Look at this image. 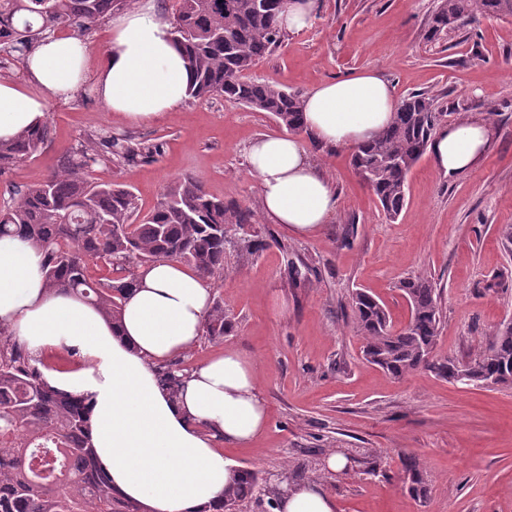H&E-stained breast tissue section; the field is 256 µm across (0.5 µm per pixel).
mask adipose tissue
<instances>
[{"label": "adipose tissue", "instance_id": "adipose-tissue-1", "mask_svg": "<svg viewBox=\"0 0 512 512\" xmlns=\"http://www.w3.org/2000/svg\"><path fill=\"white\" fill-rule=\"evenodd\" d=\"M99 54L69 34L43 39L22 62V77L0 79V140L46 117L47 101L92 83L113 114L147 122L180 107L193 73L154 0L117 14ZM398 107L389 81L375 71L323 82L304 97L306 137L330 149H353L386 127ZM496 127L467 118L437 129L427 153L435 171L455 179L491 150ZM304 137L263 135L246 147L262 210L297 236L330 223L332 182L312 164ZM45 255L14 236L0 237V328L38 359H55L48 381L85 397L91 439L113 487L142 512L218 508L236 466L224 445L255 444L268 425L257 365L236 351L218 353L187 372L173 397L160 366L199 342L211 306L206 280L181 263L161 260L139 270L119 323L80 298L51 292ZM277 512H335L318 484L281 488Z\"/></svg>", "mask_w": 512, "mask_h": 512}]
</instances>
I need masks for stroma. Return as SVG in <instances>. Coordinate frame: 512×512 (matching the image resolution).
Instances as JSON below:
<instances>
[{"label": "stroma", "mask_w": 512, "mask_h": 512, "mask_svg": "<svg viewBox=\"0 0 512 512\" xmlns=\"http://www.w3.org/2000/svg\"><path fill=\"white\" fill-rule=\"evenodd\" d=\"M435 4L315 0L313 25L285 35L251 73L305 93L329 78L377 70L397 99L433 98L445 125L496 108L498 138L483 163L451 181L421 158L397 220L377 207L350 151L308 139L312 161L336 186V214L307 237L288 234L265 217L245 156L250 141L278 131L266 113L220 97L189 98L156 120L131 123L110 114L88 83L71 98H49L48 147L0 178L4 206L13 187L41 182L67 149L110 137L157 142L153 160L100 168L96 177L129 185L144 213L185 174L250 209L251 231L266 247H229L224 274L212 281L234 330L219 343L201 338L181 366L191 369L218 349L255 359L268 426L254 446H228L225 455L273 474L305 465L307 481L330 493L336 512H512V387L462 385L424 369L394 379L365 360L349 307L362 288L403 324L399 281L431 276L442 290L439 360H469L512 319V256L501 244L502 228L512 225V17L483 18L429 42ZM292 261L306 262L315 277L292 284ZM498 276L503 288L488 289ZM332 452L347 457L346 470L327 469ZM410 457L424 473L420 497L400 482Z\"/></svg>", "instance_id": "obj_1"}]
</instances>
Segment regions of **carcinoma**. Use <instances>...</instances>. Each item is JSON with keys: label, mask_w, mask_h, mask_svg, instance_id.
<instances>
[{"label": "carcinoma", "mask_w": 512, "mask_h": 512, "mask_svg": "<svg viewBox=\"0 0 512 512\" xmlns=\"http://www.w3.org/2000/svg\"><path fill=\"white\" fill-rule=\"evenodd\" d=\"M288 0H179L170 19L175 42L183 49L194 81L188 96H220L225 101L268 113L282 129L305 134L303 96L275 81L248 78L282 42L278 15ZM121 0H0V52L18 62L47 32L88 33L104 23ZM512 16V0H437L425 32L429 42L448 30L481 17ZM441 113L432 99L413 93L399 105L391 123L371 141L353 149L351 161L389 220L406 202L407 178L431 139ZM43 122L9 142L0 141V177L19 163L40 156L50 141ZM159 143L106 140L98 150L66 151L42 183L18 188L0 207V237L17 235L45 249L49 290L81 297L112 323L133 287L137 271L160 260L184 263L206 279L224 273L233 237L247 250L266 241L246 232L253 214L211 196L192 175L167 185L156 206L141 216L133 192L115 181L92 177L95 167H110L154 157ZM102 263L105 273L89 275ZM410 309L407 322L394 328L386 307L357 291L351 308L365 339L367 360L401 378L421 368L446 377L460 372L459 383L487 387L512 385V327L497 326L479 353L467 362L429 359L441 329L440 289L418 275L400 283ZM234 325L224 305L213 303L203 334L221 341ZM39 359L0 332V512H134L98 466L88 435L85 397L62 394L46 380ZM186 374L167 365L159 381L175 397ZM403 483L414 495L425 491L419 463L404 465ZM261 491L269 509L276 491L262 473L239 470L224 490L219 512H230Z\"/></svg>", "instance_id": "1"}]
</instances>
